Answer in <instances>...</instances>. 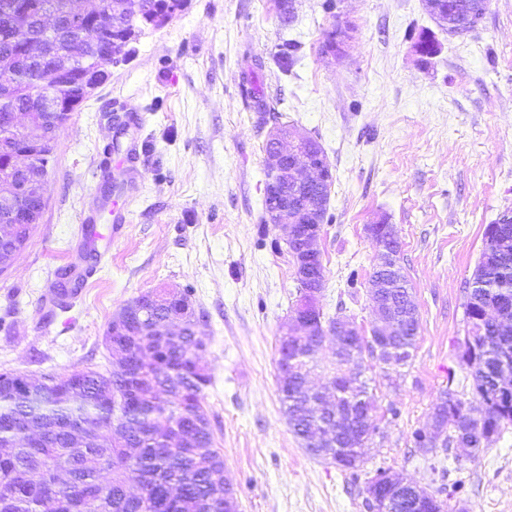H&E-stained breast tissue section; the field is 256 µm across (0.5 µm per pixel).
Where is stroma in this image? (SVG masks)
Instances as JSON below:
<instances>
[{"instance_id": "1", "label": "stroma", "mask_w": 512, "mask_h": 512, "mask_svg": "<svg viewBox=\"0 0 512 512\" xmlns=\"http://www.w3.org/2000/svg\"><path fill=\"white\" fill-rule=\"evenodd\" d=\"M291 2L288 24L277 0H189L71 114L42 220L0 273V372H106L113 314L144 292L187 289L204 314V404L239 512H368L380 468L432 494L459 484L449 512H512V426L472 458L423 452L412 438L446 386L481 408L457 341L485 230L512 211V0H488L460 37L424 0H340L333 15L323 0ZM340 21L354 32L337 62L322 44ZM422 33L439 44L425 61ZM289 44L285 75L273 57ZM254 86L268 113L256 112ZM277 122L315 139L333 169L325 316L369 334L378 247L365 228L383 218L398 230L419 312L406 365L358 362L378 430L354 472L308 454L278 398L277 338L297 288L263 208ZM86 224L110 234L107 248L86 244ZM63 269L89 274L65 310L52 304Z\"/></svg>"}]
</instances>
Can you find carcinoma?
I'll return each instance as SVG.
<instances>
[{"label":"carcinoma","mask_w":512,"mask_h":512,"mask_svg":"<svg viewBox=\"0 0 512 512\" xmlns=\"http://www.w3.org/2000/svg\"><path fill=\"white\" fill-rule=\"evenodd\" d=\"M102 2L119 13L121 27L89 34L83 58L72 63L70 75L62 76L55 61L65 56L72 37L90 30L91 21L70 17L61 0H0V69L12 75L9 87L0 89V119L19 110L35 112L44 138L56 142L70 113L84 101L83 76L88 74L100 84L108 78V69L99 64L107 60L114 40H132L139 31L154 27L159 15L171 17L187 4V0ZM487 2L448 0V25L443 30L450 36L473 31ZM52 8L61 16L56 35L47 41L46 57L35 58L25 52L20 36L43 39L40 17ZM46 91L64 98L66 107L56 113L40 112L38 99ZM487 229L497 232L503 245L496 253H481L475 279L467 288L465 316L473 348L462 358L471 368L472 390L485 411L484 428L499 436L512 423V401L496 394L494 375L505 363L512 369V333H504L493 318H483V306L502 303L512 316V212L503 213ZM172 308V303L156 306L138 297L120 309L128 365L120 378L110 370H77L57 378L52 388L37 390L30 399L18 388L23 375L0 373V488L9 492L18 476L26 475L24 485L0 512H59L61 499L70 498L78 487L77 512H226L224 456L214 447L203 401L212 376L198 360L192 324L170 336L160 333ZM336 322L337 318L322 315L310 319L307 342L293 349L296 377L278 389L292 432L315 457L322 448L315 438L336 429V406L314 403L308 379L317 365L315 351ZM419 328L418 312L412 309L397 337L406 355L395 364L411 359ZM365 351L377 358L371 346L352 354L342 352L331 374L348 370L357 377L353 367ZM339 401L367 416L363 433L377 432L376 406L366 397L365 384L340 393ZM464 406L450 388L434 404L433 412L448 420L447 449L456 445L460 434H474L473 425L462 416ZM193 410L204 424L187 439H169L166 429ZM48 476L54 482L52 490ZM133 479L141 488L137 496L127 491Z\"/></svg>","instance_id":"carcinoma-1"}]
</instances>
